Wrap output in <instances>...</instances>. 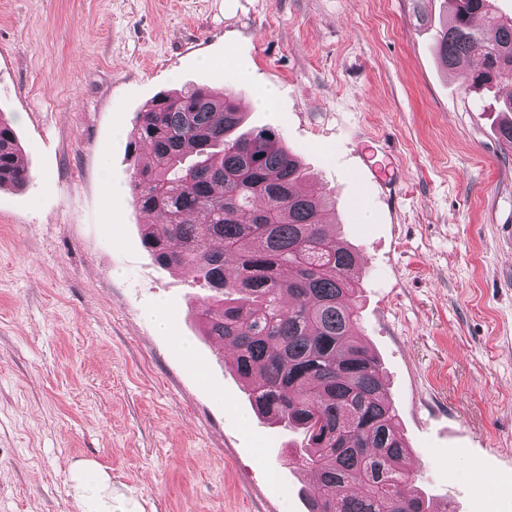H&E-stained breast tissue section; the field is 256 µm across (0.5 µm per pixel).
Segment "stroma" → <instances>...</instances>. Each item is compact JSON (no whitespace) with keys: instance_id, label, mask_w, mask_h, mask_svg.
Instances as JSON below:
<instances>
[{"instance_id":"35a3bbf8","label":"stroma","mask_w":512,"mask_h":512,"mask_svg":"<svg viewBox=\"0 0 512 512\" xmlns=\"http://www.w3.org/2000/svg\"><path fill=\"white\" fill-rule=\"evenodd\" d=\"M0 0V117L30 179L0 189V512H76L95 462L137 512H307L300 431L258 417L201 336L194 273L159 267L130 178L136 115L227 90L279 129L356 247L379 357L429 498L512 512V153L492 97L434 50L442 0ZM250 72L237 69L238 58ZM276 93L274 111L252 106ZM397 182L383 194L367 168ZM162 311L167 332L149 319Z\"/></svg>"}]
</instances>
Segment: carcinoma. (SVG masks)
<instances>
[{
    "instance_id": "1",
    "label": "carcinoma",
    "mask_w": 512,
    "mask_h": 512,
    "mask_svg": "<svg viewBox=\"0 0 512 512\" xmlns=\"http://www.w3.org/2000/svg\"><path fill=\"white\" fill-rule=\"evenodd\" d=\"M444 2L442 66L470 87L512 85V16L494 0ZM498 110L509 114L499 133L512 152V93ZM241 122L230 94L204 86L161 93L137 113L129 151L147 145L153 158L132 173L134 203L164 217L141 225L142 244L159 266L189 268L209 288L195 316L204 335L236 349L254 411L304 430L294 461L316 475L308 512H431L380 364L355 333L360 257L325 227L336 201L313 187L279 132L233 135ZM28 179L0 117V188Z\"/></svg>"
}]
</instances>
